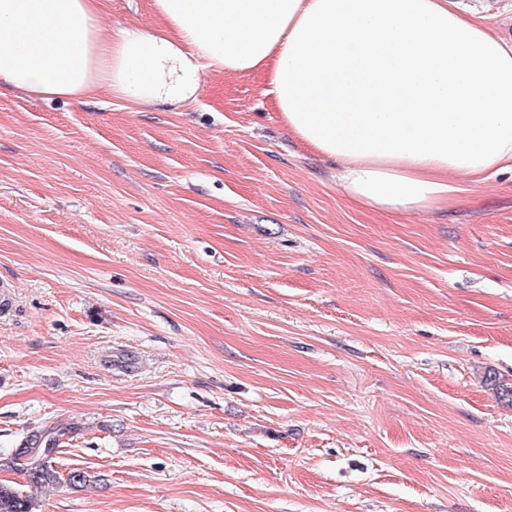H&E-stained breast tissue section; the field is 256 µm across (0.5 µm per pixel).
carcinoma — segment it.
I'll return each instance as SVG.
<instances>
[{"instance_id":"cac0c4a2","label":"carcinoma","mask_w":512,"mask_h":512,"mask_svg":"<svg viewBox=\"0 0 512 512\" xmlns=\"http://www.w3.org/2000/svg\"><path fill=\"white\" fill-rule=\"evenodd\" d=\"M74 432L75 427L56 423L31 431L10 456L0 455V470L23 471L30 489L54 487L60 479L55 459L43 461L42 452L60 453L65 438ZM36 507L32 494L0 481V512H36Z\"/></svg>"}]
</instances>
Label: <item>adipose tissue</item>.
<instances>
[{"label": "adipose tissue", "instance_id": "adipose-tissue-1", "mask_svg": "<svg viewBox=\"0 0 512 512\" xmlns=\"http://www.w3.org/2000/svg\"><path fill=\"white\" fill-rule=\"evenodd\" d=\"M159 29L103 35L98 0H0V86L195 101L204 72L265 74L284 124L355 203L451 208L512 166V46L453 0H154Z\"/></svg>", "mask_w": 512, "mask_h": 512}]
</instances>
